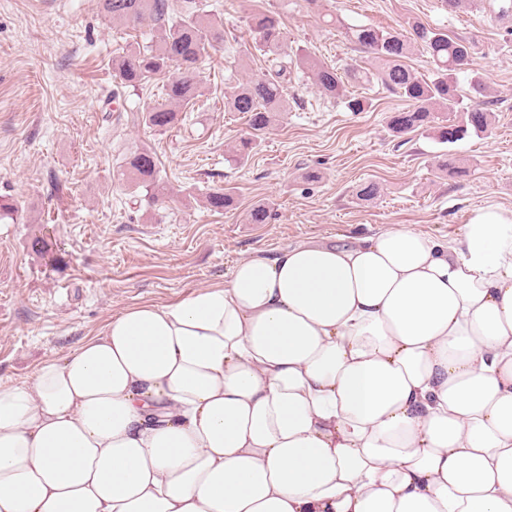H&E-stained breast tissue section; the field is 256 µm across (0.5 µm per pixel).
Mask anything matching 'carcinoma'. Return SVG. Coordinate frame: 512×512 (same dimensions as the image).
<instances>
[{
  "instance_id": "obj_1",
  "label": "carcinoma",
  "mask_w": 512,
  "mask_h": 512,
  "mask_svg": "<svg viewBox=\"0 0 512 512\" xmlns=\"http://www.w3.org/2000/svg\"><path fill=\"white\" fill-rule=\"evenodd\" d=\"M103 11L128 25L147 23L159 33L158 40L143 48L134 47L112 60V70L123 84L139 88L153 79L173 73L163 85L167 104L154 107L142 116L143 123L156 132L170 128L177 120V108L189 104L199 95L197 69L207 49L224 42V21L205 10L198 0H187L181 11L174 10L172 0H101ZM344 40L382 62L379 70L351 68L342 75L337 70L315 62L304 50H288L280 20L273 14L256 13L248 17L253 33V48L271 62L269 70L240 87L224 102L230 112L246 115L253 131H264L275 118L288 111V75L292 66L311 71L314 84L328 98L339 99L351 112L364 111L365 102L346 94L345 82L380 83L401 96L408 107L389 120L393 133L400 136L415 130L433 131L442 144H454L470 133H484L491 124L485 107L487 88L476 81L473 91L479 98L462 105L458 75L467 71L470 62L462 61L461 49L469 48L465 40L432 30L420 24L401 31L383 30L369 24H348L334 20ZM425 47L433 69L427 78L416 75L404 59L415 45ZM461 112L463 118L448 124L443 112ZM116 179L132 192L142 189L149 206H163L168 196L159 179L154 153L138 147L119 163ZM232 202L226 189L207 195L211 210L221 212Z\"/></svg>"
}]
</instances>
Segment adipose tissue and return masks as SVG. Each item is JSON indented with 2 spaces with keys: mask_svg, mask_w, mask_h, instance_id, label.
I'll list each match as a JSON object with an SVG mask.
<instances>
[{
  "mask_svg": "<svg viewBox=\"0 0 512 512\" xmlns=\"http://www.w3.org/2000/svg\"><path fill=\"white\" fill-rule=\"evenodd\" d=\"M0 512H512V216L113 315L0 385Z\"/></svg>",
  "mask_w": 512,
  "mask_h": 512,
  "instance_id": "obj_1",
  "label": "adipose tissue"
}]
</instances>
